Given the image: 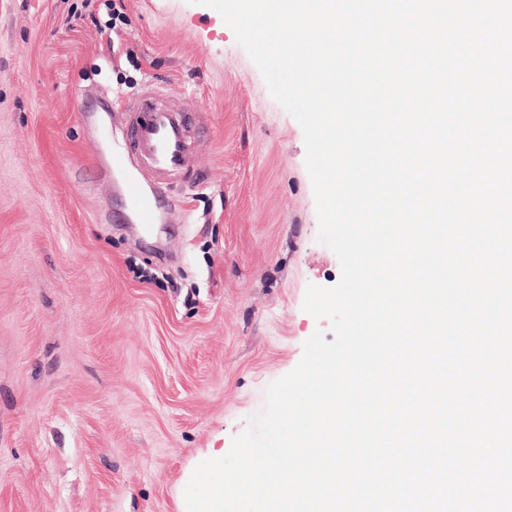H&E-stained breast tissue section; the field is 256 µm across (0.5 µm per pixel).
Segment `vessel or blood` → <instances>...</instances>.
<instances>
[{"instance_id": "1", "label": "vessel or blood", "mask_w": 512, "mask_h": 512, "mask_svg": "<svg viewBox=\"0 0 512 512\" xmlns=\"http://www.w3.org/2000/svg\"><path fill=\"white\" fill-rule=\"evenodd\" d=\"M122 117V139L108 163L93 162L95 181L111 180L122 198L116 224L149 228L165 219L164 199L174 178H190L197 169L202 140L197 104L147 86L112 106Z\"/></svg>"}]
</instances>
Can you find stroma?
<instances>
[{
	"label": "stroma",
	"mask_w": 512,
	"mask_h": 512,
	"mask_svg": "<svg viewBox=\"0 0 512 512\" xmlns=\"http://www.w3.org/2000/svg\"><path fill=\"white\" fill-rule=\"evenodd\" d=\"M0 0V512H182L335 286L298 122L192 0ZM154 83L203 108L184 224L118 228L85 164L121 134L79 103Z\"/></svg>",
	"instance_id": "35a3bbf8"
}]
</instances>
